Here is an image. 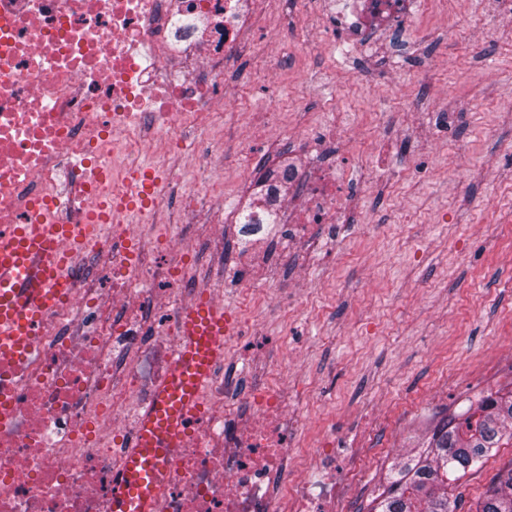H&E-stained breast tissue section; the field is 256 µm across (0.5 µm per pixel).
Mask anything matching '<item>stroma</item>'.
<instances>
[{
  "label": "stroma",
  "instance_id": "1",
  "mask_svg": "<svg viewBox=\"0 0 512 512\" xmlns=\"http://www.w3.org/2000/svg\"><path fill=\"white\" fill-rule=\"evenodd\" d=\"M492 0H440L414 26L370 30L378 52L369 79L353 73L342 40L306 52L279 17L267 20L243 55L224 108L229 173L201 175L190 217L160 222L194 247L192 283L224 290L249 330L228 344L224 371L237 391L253 382V360L271 364L308 416L294 438L308 448L332 436L367 459L355 488H341L349 512H369L407 439L490 393L512 390V21ZM281 112L287 137L247 133L254 114ZM333 121L344 130L308 149L306 131ZM444 112L448 122L436 124ZM252 149L240 155L239 141ZM350 159L354 203L343 224L319 227L313 250L284 224L233 223L267 169L303 161L321 169ZM224 226L213 247L208 225ZM269 262L259 293L235 283L250 253ZM287 362V374L275 365ZM512 445L457 482L456 512H474Z\"/></svg>",
  "mask_w": 512,
  "mask_h": 512
}]
</instances>
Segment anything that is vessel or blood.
Listing matches in <instances>:
<instances>
[{"mask_svg":"<svg viewBox=\"0 0 512 512\" xmlns=\"http://www.w3.org/2000/svg\"><path fill=\"white\" fill-rule=\"evenodd\" d=\"M84 226L25 224L0 230V352L29 349L42 317L71 283L60 240ZM235 330L227 308L199 302L180 320L182 342L170 377L142 418L127 474L112 486L113 512H153L162 461L180 447L197 413L201 387Z\"/></svg>","mask_w":512,"mask_h":512,"instance_id":"obj_1","label":"vessel or blood"}]
</instances>
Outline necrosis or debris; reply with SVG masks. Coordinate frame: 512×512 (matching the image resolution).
Masks as SVG:
<instances>
[{"label":"necrosis or debris","instance_id":"1","mask_svg":"<svg viewBox=\"0 0 512 512\" xmlns=\"http://www.w3.org/2000/svg\"><path fill=\"white\" fill-rule=\"evenodd\" d=\"M282 0H0V226L83 224L101 200L122 201L138 157L163 146L211 169L218 145L188 141L187 126L224 109L231 50ZM173 168L152 183L128 223L98 224L83 255L108 261L112 285L88 283L79 261L72 287L43 317L33 350L0 355V512H112L138 416L166 383L182 313L219 288L184 285L189 245L166 231L143 239ZM293 223L338 221L345 205L338 168L307 178ZM157 311L161 331L147 338ZM287 387L252 384L245 414L227 406L234 387L216 360L197 418L166 460L157 512H331L336 455L314 466L324 497L296 478Z\"/></svg>","mask_w":512,"mask_h":512}]
</instances>
